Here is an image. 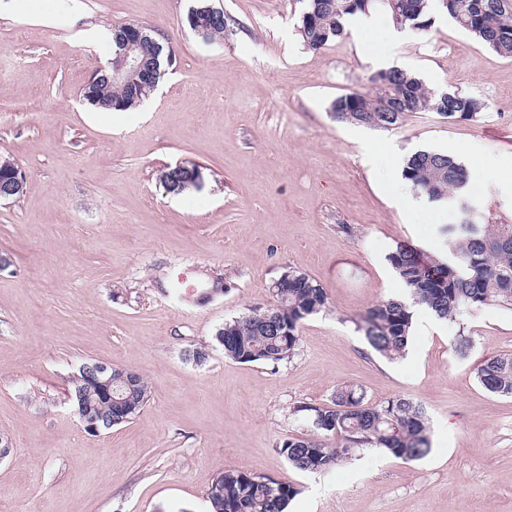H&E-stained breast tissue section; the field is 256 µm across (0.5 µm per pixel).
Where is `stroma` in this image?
<instances>
[{
  "label": "stroma",
  "instance_id": "35a3bbf8",
  "mask_svg": "<svg viewBox=\"0 0 512 512\" xmlns=\"http://www.w3.org/2000/svg\"><path fill=\"white\" fill-rule=\"evenodd\" d=\"M230 18L223 39L187 25L195 0H0V100L35 99L0 122V158L26 174L0 203V512H208L227 470L300 493L287 512H512V397L477 381L512 354V310L440 321L414 311L406 354H375L355 322L406 290L387 261L397 242L435 252L450 207L400 178L419 149L456 155L486 223L512 224V56L436 14L424 34L377 14L318 51L297 32L301 0H209ZM142 24L174 63L139 107L98 113L82 97L111 57L113 27ZM97 27L101 40H83ZM485 102L475 121L411 112L393 130L339 123L336 97L374 93L383 67ZM200 166L199 189L166 192L161 173ZM219 283L180 299L169 277ZM288 268L319 281L327 312L307 318L278 369L225 357V321L271 303ZM468 336L458 355V335ZM201 348L203 362L186 358ZM140 371L150 396L128 423L89 434L71 404L87 361ZM354 384L368 404L422 405L431 451L403 462L360 448L322 473L292 469L278 445L312 433L292 414Z\"/></svg>",
  "mask_w": 512,
  "mask_h": 512
}]
</instances>
